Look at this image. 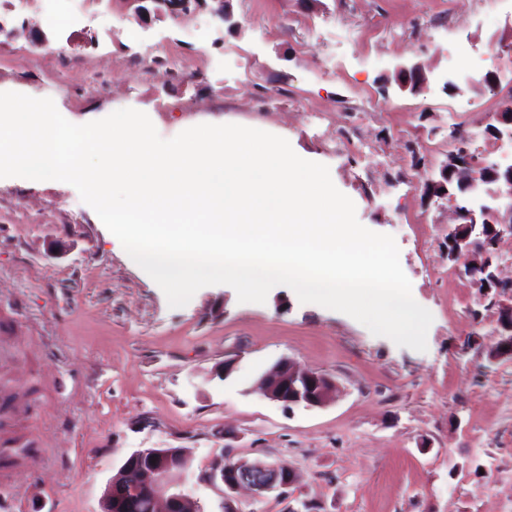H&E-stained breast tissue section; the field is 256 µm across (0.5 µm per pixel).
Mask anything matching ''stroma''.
<instances>
[{"instance_id":"stroma-1","label":"stroma","mask_w":512,"mask_h":512,"mask_svg":"<svg viewBox=\"0 0 512 512\" xmlns=\"http://www.w3.org/2000/svg\"><path fill=\"white\" fill-rule=\"evenodd\" d=\"M231 6L233 31L205 11L142 26L126 0H0L15 31L0 41V90L52 99L70 121L133 108L165 139L205 123L285 138L328 167L363 226L394 237L433 316L428 349L284 285L262 304L212 285L169 307L72 185L0 179V512H98L140 448L190 451V476L170 480L201 512H224L223 484L205 478L220 450L296 471L286 495L239 492L240 512H512V358L488 357L497 299L449 261L451 210L420 191L452 126L490 149L485 128L512 90L496 41L512 0ZM456 49L502 71L497 92L435 83ZM412 63L429 77L415 94L395 80ZM411 140L428 166L413 165ZM493 152L512 162L511 145ZM283 358L335 379L336 399L288 411L265 398L257 380Z\"/></svg>"}]
</instances>
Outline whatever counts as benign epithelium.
I'll return each mask as SVG.
<instances>
[{
	"label": "benign epithelium",
	"instance_id": "7a95c632",
	"mask_svg": "<svg viewBox=\"0 0 512 512\" xmlns=\"http://www.w3.org/2000/svg\"><path fill=\"white\" fill-rule=\"evenodd\" d=\"M209 11L230 27L237 26L230 8L231 0H209ZM137 20L150 24L164 17L172 19L197 13L204 9V0H127ZM493 133L498 143H512V94L499 100L493 123L486 128ZM484 173L499 182V187L488 191L487 199L481 205L473 202L471 190L476 185L479 173ZM442 179L430 181L432 187L428 197L450 198L454 224H461L466 233L457 238L455 253L461 256L470 272L482 274V280L474 281L475 286H485V291L495 292L499 297L498 329L499 341L491 350L490 358L498 360L512 357V279L500 278L498 267L493 264V255L485 243L487 235L499 239L504 233H512V164L502 167L498 164H481L469 153L455 159L452 165L440 169ZM456 183L468 192L464 206L455 204L456 198L448 196L447 182ZM263 394L271 401L291 410L303 406L323 407L329 403L335 390L332 378L304 370L290 359L273 364L259 379ZM190 463L182 461L181 452L161 451L157 448H143L132 452L118 469L122 477L119 484L108 483L100 500V512H114L117 502L127 499H146L148 512H185L184 507L192 504L189 496L181 491H172L167 477L172 472L187 473ZM208 478L224 484L227 507L239 512L233 505L231 493L241 487L249 488L259 498L269 492L282 493L295 480L294 469L282 461H268L261 458H238L224 464V452L213 455Z\"/></svg>",
	"mask_w": 512,
	"mask_h": 512
}]
</instances>
